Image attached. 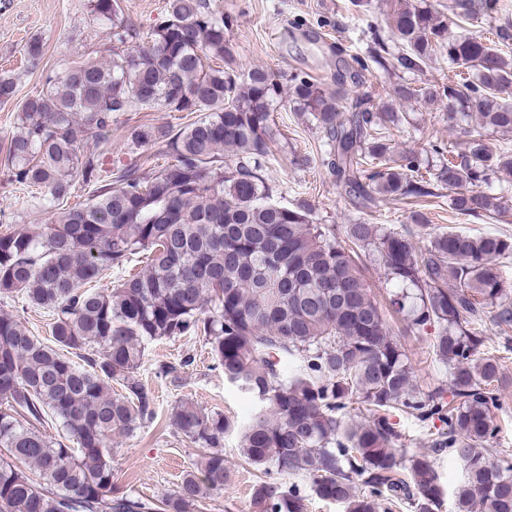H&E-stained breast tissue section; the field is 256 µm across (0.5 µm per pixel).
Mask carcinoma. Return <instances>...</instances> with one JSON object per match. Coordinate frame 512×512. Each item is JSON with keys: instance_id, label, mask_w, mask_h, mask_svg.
<instances>
[{"instance_id": "obj_1", "label": "carcinoma", "mask_w": 512, "mask_h": 512, "mask_svg": "<svg viewBox=\"0 0 512 512\" xmlns=\"http://www.w3.org/2000/svg\"><path fill=\"white\" fill-rule=\"evenodd\" d=\"M89 6L105 26L104 49L46 73L18 105L5 144L7 180L50 223L0 232V300L45 310L51 338L0 312V447L8 453L0 512H197L224 490V434L234 429L253 467L305 477L317 498L345 512L399 503L435 512L445 496L454 512H512V454L494 447L501 367L484 330L490 308L501 332L512 327L497 266L512 254V238L448 230L421 244L365 221L339 234L313 223L307 203L275 202L263 175L272 112L286 102L324 133L328 166L356 207L438 198L442 187L458 214L501 217L512 152L483 130L512 134V20H497L484 36L451 29L491 16L497 0H453L451 19L400 0L391 36L373 30L368 61L356 60L363 69L419 72L448 57V78L395 88L401 101L445 103L462 122L478 118L463 146H429L439 157L431 180L417 157L392 144L390 126L402 121L393 104L340 81L333 88L297 74L284 85L263 67L243 70L226 38L230 20L210 0H165L147 32L120 0ZM157 107L196 120L177 130L135 127L126 140L135 154L161 139L171 161L148 177L135 162L105 169L114 118ZM78 181L89 197L72 205ZM366 253L390 284V308L412 333L433 331L448 387L414 388L409 357L359 262ZM114 269L123 275L112 286L86 288ZM187 335L205 337L225 381L259 407L237 427L179 401L171 423L203 448L200 463L160 499L121 493L112 438L155 415L135 378L146 343ZM187 365L165 363L156 374L176 383ZM114 381L123 393H112ZM355 404L365 408L359 421ZM398 413L429 431L433 451L461 463L462 483L444 489L427 456L403 453ZM252 506L306 512V496L262 480Z\"/></svg>"}]
</instances>
